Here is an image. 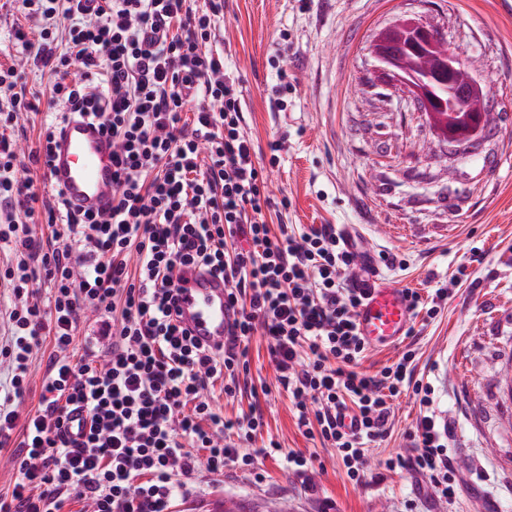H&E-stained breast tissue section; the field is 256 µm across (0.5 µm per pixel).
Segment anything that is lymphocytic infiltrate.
Returning a JSON list of instances; mask_svg holds the SVG:
<instances>
[{
    "mask_svg": "<svg viewBox=\"0 0 512 512\" xmlns=\"http://www.w3.org/2000/svg\"><path fill=\"white\" fill-rule=\"evenodd\" d=\"M22 3L42 25L36 39L20 29L15 38L47 68L51 98L111 136L114 190L105 216L46 207L50 235L37 236L39 197L10 134L36 105L19 88L21 71L0 66V87L11 92L0 108V247L10 254L0 283L14 297L11 340L0 348L11 371L0 395V447L19 448L0 512H61L69 501L90 503L91 512H170L200 471L253 466L236 441L262 427L261 414L225 418L210 391L219 380L226 395L239 391L246 344L258 332L299 430L335 449L353 484H362L373 444L391 433V400L411 391L419 405L407 433L414 452L382 467L406 468L427 478L438 498L454 499L452 433L439 426L431 383L413 376L415 350L376 374L359 369L367 344L349 277L355 253L333 225L306 232L267 221L288 202L267 190L223 53L201 50L217 36L223 0L201 10L191 0ZM186 264L228 285L238 318L224 353L201 348L172 318L175 272ZM96 312L109 344L74 357L80 326ZM46 343L39 406L20 413L33 352ZM74 409L89 418L79 442L63 432ZM343 412L356 430L341 426Z\"/></svg>",
    "mask_w": 512,
    "mask_h": 512,
    "instance_id": "lymphocytic-infiltrate-1",
    "label": "lymphocytic infiltrate"
}]
</instances>
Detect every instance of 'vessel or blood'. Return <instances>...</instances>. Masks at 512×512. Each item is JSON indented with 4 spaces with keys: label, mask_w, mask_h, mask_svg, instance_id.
Instances as JSON below:
<instances>
[{
    "label": "vessel or blood",
    "mask_w": 512,
    "mask_h": 512,
    "mask_svg": "<svg viewBox=\"0 0 512 512\" xmlns=\"http://www.w3.org/2000/svg\"><path fill=\"white\" fill-rule=\"evenodd\" d=\"M49 183L62 190L67 208L100 215L112 209V139L97 121L72 119L54 136L48 155ZM362 300L356 326L372 346L389 347L404 336L411 312L403 289L383 282L371 252H359L353 272ZM172 305L181 326L199 345L223 350L236 314L226 303L224 278L195 265L184 267Z\"/></svg>",
    "instance_id": "1"
}]
</instances>
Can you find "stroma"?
Instances as JSON below:
<instances>
[{
    "label": "stroma",
    "instance_id": "stroma-1",
    "mask_svg": "<svg viewBox=\"0 0 512 512\" xmlns=\"http://www.w3.org/2000/svg\"><path fill=\"white\" fill-rule=\"evenodd\" d=\"M413 16L480 63L476 78L498 119L468 153L440 141L375 76L376 34ZM18 28L33 37L38 23L21 0H0V64L21 67L28 89L42 96L16 131L29 151L63 106L44 96L48 75L26 64ZM217 46L240 77L258 161L268 163L269 142L283 143L270 185L289 202L283 223L355 225L365 248L406 259V270L382 271L389 285L426 303L447 287L434 319L413 316L414 335L370 348L362 367L373 373L416 349V374L433 383L437 414L453 429L457 495L436 498L424 478L402 468L349 483L335 449L298 429L267 342L255 335L247 388L230 397L219 381L213 395L229 419L259 408L264 426L251 447L274 440L282 453L258 458L252 472L229 465L220 477L200 473L172 512L223 504L240 512H512V0H224ZM280 99L286 111H277ZM417 413L409 394L394 400L392 435L375 456L411 454L404 434ZM292 450L311 458L310 477L289 470L284 454Z\"/></svg>",
    "mask_w": 512,
    "mask_h": 512
}]
</instances>
